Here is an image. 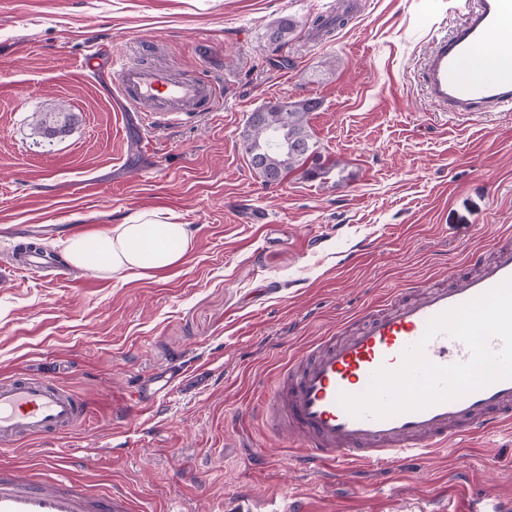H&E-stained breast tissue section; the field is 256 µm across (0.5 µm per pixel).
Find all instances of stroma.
<instances>
[{
	"mask_svg": "<svg viewBox=\"0 0 512 512\" xmlns=\"http://www.w3.org/2000/svg\"><path fill=\"white\" fill-rule=\"evenodd\" d=\"M346 25L311 40L330 0H0V263L40 235L61 253L145 211L193 225L196 243L152 277L0 276V377L39 375L84 397L92 425L21 442L140 512H464L512 501V428L335 478L294 468L289 443L242 418L289 355L348 319L512 235V111L458 118L421 71L463 19L462 0H340ZM299 23L283 46L266 33ZM99 46L221 81L214 112L159 123L119 113L80 64ZM315 97L314 140L339 171L265 185L238 147L254 109ZM70 113L43 138L33 115ZM280 227L267 245L265 224ZM186 367L174 373L176 364ZM166 395L144 417L130 391Z\"/></svg>",
	"mask_w": 512,
	"mask_h": 512,
	"instance_id": "stroma-1",
	"label": "stroma"
}]
</instances>
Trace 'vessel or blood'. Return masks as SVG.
<instances>
[{
    "mask_svg": "<svg viewBox=\"0 0 512 512\" xmlns=\"http://www.w3.org/2000/svg\"><path fill=\"white\" fill-rule=\"evenodd\" d=\"M512 18V0H477L451 36L431 50L424 80L432 98L471 115L512 108V65L485 69L473 77L464 61ZM115 97L120 104L174 121L189 112H210L218 98L214 82L169 67L133 66L111 57ZM479 271L454 277L450 286L424 285L355 320L350 335L320 337L314 346L284 363L256 409L275 431L295 441L290 459L311 474L357 460L385 464L440 448L455 435L480 437L512 421V379L497 381L462 398L426 409L379 419L355 417L340 394L363 392L379 369H398L405 349L418 342L434 316L467 302L512 278V246L490 258L472 254ZM19 265L34 274L50 269L43 250H21ZM439 366L469 361L462 341L436 335L425 348ZM89 414L87 402L63 385L34 376L0 378V454L20 441L62 436ZM0 512H138L129 497L109 489L90 494L60 475L55 461L42 466L38 482L0 469Z\"/></svg>",
    "mask_w": 512,
    "mask_h": 512,
    "instance_id": "vessel-or-blood-1",
    "label": "vessel or blood"
}]
</instances>
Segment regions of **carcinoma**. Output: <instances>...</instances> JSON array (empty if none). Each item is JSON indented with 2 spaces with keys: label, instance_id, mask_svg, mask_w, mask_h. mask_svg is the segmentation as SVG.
<instances>
[{
  "label": "carcinoma",
  "instance_id": "carcinoma-1",
  "mask_svg": "<svg viewBox=\"0 0 512 512\" xmlns=\"http://www.w3.org/2000/svg\"><path fill=\"white\" fill-rule=\"evenodd\" d=\"M347 22V14L331 18L318 16L312 26L330 34ZM298 22L291 16L280 18L269 30V41L283 45L294 35ZM319 106L312 97L279 101L251 112L240 135V146L251 168L264 183H280L288 174L302 171L306 177L324 179L338 167L330 164L309 131L308 115ZM68 117L61 112H40L35 128L45 138L66 132Z\"/></svg>",
  "mask_w": 512,
  "mask_h": 512
}]
</instances>
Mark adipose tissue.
<instances>
[{"label": "adipose tissue", "mask_w": 512, "mask_h": 512, "mask_svg": "<svg viewBox=\"0 0 512 512\" xmlns=\"http://www.w3.org/2000/svg\"><path fill=\"white\" fill-rule=\"evenodd\" d=\"M195 230L187 224L162 221L159 212H143L134 219L100 233H78L64 247L70 264L102 277L142 276L174 268L192 249Z\"/></svg>", "instance_id": "adipose-tissue-1"}]
</instances>
